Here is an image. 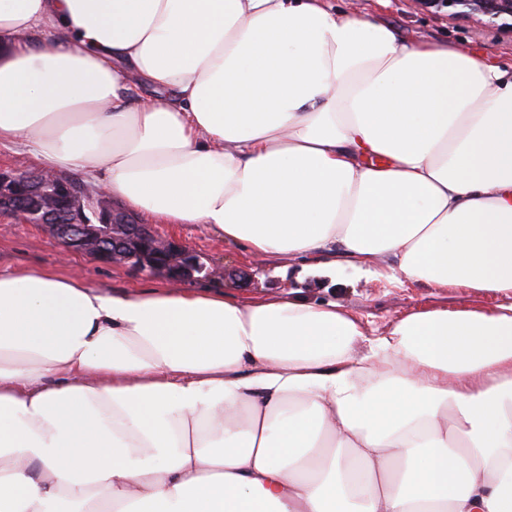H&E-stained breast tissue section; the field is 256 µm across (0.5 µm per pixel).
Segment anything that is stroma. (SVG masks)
<instances>
[{"label":"stroma","instance_id":"35a3bbf8","mask_svg":"<svg viewBox=\"0 0 512 512\" xmlns=\"http://www.w3.org/2000/svg\"><path fill=\"white\" fill-rule=\"evenodd\" d=\"M336 10L355 11L392 28L414 42H451L488 54L500 64L512 63V27L487 25L484 17L427 8L420 0H330ZM156 232L179 241L198 254L211 272L206 279H188L184 288L208 290L238 302L288 298L306 302H338L361 323L367 337L386 331L409 313L456 308L457 288H433L420 281L391 282L376 266L356 269L335 253L307 259L274 257L254 261L243 245L227 242L196 224H159ZM52 268L76 271L88 285L107 294H141L163 290L168 279L138 269L115 266L83 256H63L43 229L15 215L0 216V270Z\"/></svg>","mask_w":512,"mask_h":512}]
</instances>
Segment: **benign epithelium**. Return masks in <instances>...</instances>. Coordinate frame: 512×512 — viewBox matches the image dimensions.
I'll return each mask as SVG.
<instances>
[{
    "instance_id": "benign-epithelium-1",
    "label": "benign epithelium",
    "mask_w": 512,
    "mask_h": 512,
    "mask_svg": "<svg viewBox=\"0 0 512 512\" xmlns=\"http://www.w3.org/2000/svg\"><path fill=\"white\" fill-rule=\"evenodd\" d=\"M427 5L460 6L496 20L512 18V0H424ZM0 215H21L47 231L63 253H79L113 264L161 273L178 284L205 270L198 255L152 225L115 207L110 194L90 196L49 171L21 173L0 168Z\"/></svg>"
}]
</instances>
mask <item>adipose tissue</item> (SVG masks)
Wrapping results in <instances>:
<instances>
[{
  "instance_id": "ef3b65f1",
  "label": "adipose tissue",
  "mask_w": 512,
  "mask_h": 512,
  "mask_svg": "<svg viewBox=\"0 0 512 512\" xmlns=\"http://www.w3.org/2000/svg\"><path fill=\"white\" fill-rule=\"evenodd\" d=\"M1 142L260 261L500 301L370 339L0 271V512H512V65L326 0H0Z\"/></svg>"
}]
</instances>
